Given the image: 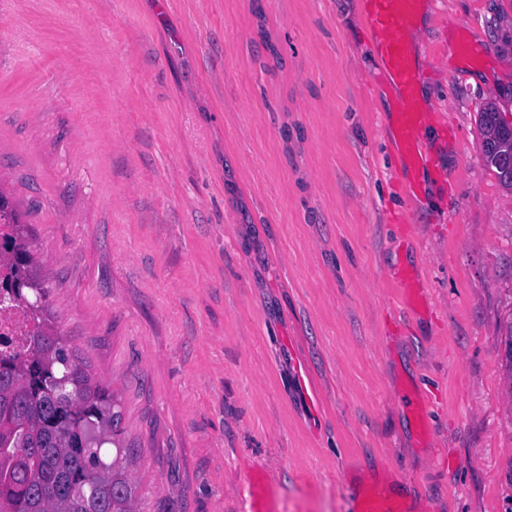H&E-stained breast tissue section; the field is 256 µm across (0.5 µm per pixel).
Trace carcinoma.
Listing matches in <instances>:
<instances>
[{
    "label": "carcinoma",
    "mask_w": 512,
    "mask_h": 512,
    "mask_svg": "<svg viewBox=\"0 0 512 512\" xmlns=\"http://www.w3.org/2000/svg\"><path fill=\"white\" fill-rule=\"evenodd\" d=\"M483 158L500 183L512 188V163L503 144L512 131L502 127L489 103L479 113ZM0 250L10 251L19 217L1 207ZM121 420L112 394L72 361L65 340L34 326L28 347L0 357V512H137L135 487L115 448L112 463L100 457L103 442L91 434L116 432Z\"/></svg>",
    "instance_id": "obj_1"
}]
</instances>
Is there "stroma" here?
<instances>
[{
    "label": "stroma",
    "instance_id": "1",
    "mask_svg": "<svg viewBox=\"0 0 512 512\" xmlns=\"http://www.w3.org/2000/svg\"><path fill=\"white\" fill-rule=\"evenodd\" d=\"M408 34L426 182L365 0H0V193L141 512H250L261 479L274 512L370 483L512 512V189L478 123L512 117V0Z\"/></svg>",
    "mask_w": 512,
    "mask_h": 512
}]
</instances>
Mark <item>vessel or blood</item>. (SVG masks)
I'll use <instances>...</instances> for the list:
<instances>
[{
	"label": "vessel or blood",
	"mask_w": 512,
	"mask_h": 512,
	"mask_svg": "<svg viewBox=\"0 0 512 512\" xmlns=\"http://www.w3.org/2000/svg\"><path fill=\"white\" fill-rule=\"evenodd\" d=\"M422 0H371L368 21L381 33L376 53L385 76L399 89L403 105L397 115L398 147L406 159L404 176H411L422 163L425 148L419 140L423 120L416 107V86L420 75L413 64V48L406 32ZM358 512H406L403 503L387 488L369 485L358 497Z\"/></svg>",
	"instance_id": "1"
}]
</instances>
